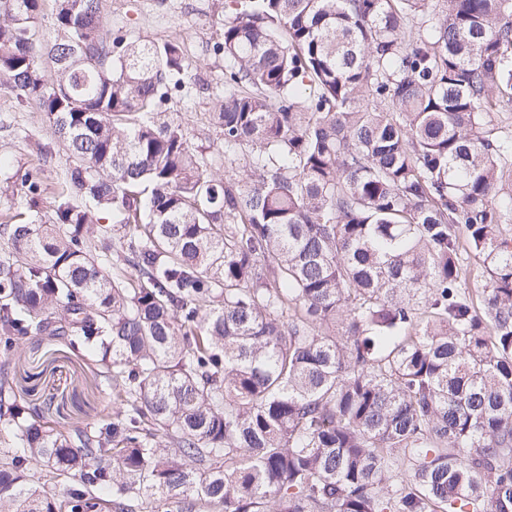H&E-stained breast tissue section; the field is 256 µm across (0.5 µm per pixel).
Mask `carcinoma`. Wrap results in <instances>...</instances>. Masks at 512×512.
<instances>
[{"label": "carcinoma", "mask_w": 512, "mask_h": 512, "mask_svg": "<svg viewBox=\"0 0 512 512\" xmlns=\"http://www.w3.org/2000/svg\"><path fill=\"white\" fill-rule=\"evenodd\" d=\"M43 2L0 0V84L77 165L0 222V346L85 350L116 410L54 429L0 370V512H512V0H234L239 175L162 117L180 39L55 0L42 41Z\"/></svg>", "instance_id": "obj_1"}]
</instances>
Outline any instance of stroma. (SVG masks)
I'll return each instance as SVG.
<instances>
[{"label": "stroma", "instance_id": "obj_1", "mask_svg": "<svg viewBox=\"0 0 512 512\" xmlns=\"http://www.w3.org/2000/svg\"><path fill=\"white\" fill-rule=\"evenodd\" d=\"M102 11L112 28L131 38L161 40L179 37L189 64L188 77L173 90L164 105L181 122L196 149L215 156L222 145L207 122L224 94L225 60L215 51L217 32L224 21V0H102ZM0 212L22 211L28 198L13 180L17 170L39 172L43 195L33 220L50 218L56 188L75 159L65 142L54 135L46 117L16 93L0 87ZM25 405L39 408L48 424L62 430L95 423L112 409L103 367L85 352H75L60 341H19L12 356L0 358Z\"/></svg>", "mask_w": 512, "mask_h": 512}]
</instances>
